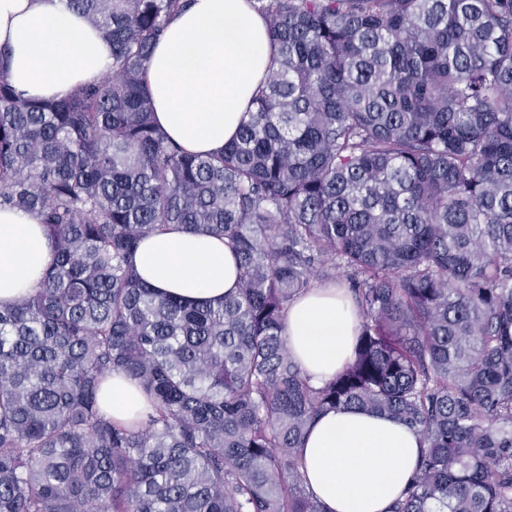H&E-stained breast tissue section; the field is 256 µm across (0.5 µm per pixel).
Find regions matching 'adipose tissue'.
<instances>
[{
  "label": "adipose tissue",
  "instance_id": "ef3b65f1",
  "mask_svg": "<svg viewBox=\"0 0 512 512\" xmlns=\"http://www.w3.org/2000/svg\"><path fill=\"white\" fill-rule=\"evenodd\" d=\"M0 46L11 51L8 80L30 96L62 98L98 79L111 47L60 0H0ZM271 63L267 28L247 0H193L167 28L148 66L155 117L194 153L223 150L236 135ZM52 249L37 214L0 210V304L34 292ZM139 277L160 292L217 302L238 286L237 260L222 239L173 225L147 236ZM359 321L341 289L319 288L288 309L292 358L314 385L349 360ZM146 401L124 374L112 376L106 410L128 419ZM424 439L386 415L341 408L312 424L301 450L307 490L326 512H387L414 472Z\"/></svg>",
  "mask_w": 512,
  "mask_h": 512
}]
</instances>
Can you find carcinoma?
Returning <instances> with one entry per match:
<instances>
[{
  "label": "carcinoma",
  "mask_w": 512,
  "mask_h": 512,
  "mask_svg": "<svg viewBox=\"0 0 512 512\" xmlns=\"http://www.w3.org/2000/svg\"><path fill=\"white\" fill-rule=\"evenodd\" d=\"M191 2L60 0L112 47L62 99L0 49V209L53 249L0 305V512H325L300 448L341 407L424 438L389 512H512V0H247L274 67L211 155L157 126L146 80ZM171 224L231 247L235 292L141 281ZM338 269L360 324L315 386L285 318ZM114 372L148 402L127 423ZM144 406L146 401L135 383L122 373H112V387L106 397V410L112 418L127 420L134 407Z\"/></svg>",
  "instance_id": "cac0c4a2"
}]
</instances>
